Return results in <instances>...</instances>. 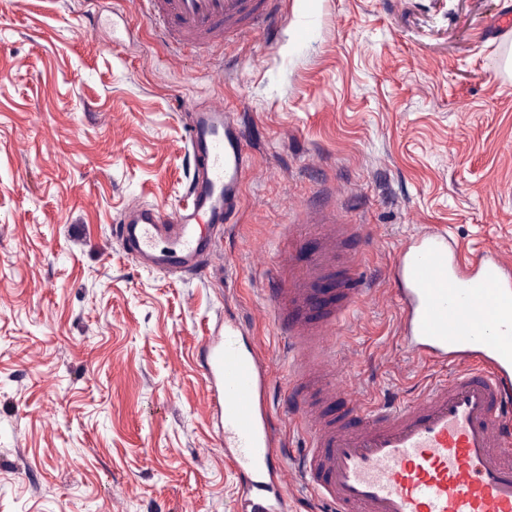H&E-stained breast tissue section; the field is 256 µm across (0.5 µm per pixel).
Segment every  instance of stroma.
I'll return each mask as SVG.
<instances>
[{"label": "stroma", "instance_id": "stroma-1", "mask_svg": "<svg viewBox=\"0 0 512 512\" xmlns=\"http://www.w3.org/2000/svg\"><path fill=\"white\" fill-rule=\"evenodd\" d=\"M512 0H286L277 38L168 57L133 0H0V512H240L205 407V337L225 316L272 362L273 249L331 205L366 225L377 300L332 348L367 401L455 365L400 357L396 250L421 225L512 262ZM244 116L252 172L222 260L140 265L127 209L185 204L191 108Z\"/></svg>", "mask_w": 512, "mask_h": 512}]
</instances>
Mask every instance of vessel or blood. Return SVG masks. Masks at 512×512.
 I'll return each instance as SVG.
<instances>
[{
    "instance_id": "1",
    "label": "vessel or blood",
    "mask_w": 512,
    "mask_h": 512,
    "mask_svg": "<svg viewBox=\"0 0 512 512\" xmlns=\"http://www.w3.org/2000/svg\"><path fill=\"white\" fill-rule=\"evenodd\" d=\"M169 47L209 48L275 33L280 0H135ZM194 176L188 204L137 209L113 233L141 264L161 272L205 271L217 230L235 223L251 168L242 127L223 109L197 110L188 130ZM320 248L298 263L296 239L280 240L266 290L293 365L284 410L307 440L298 467L285 461L269 395L272 366L243 344L245 326L224 321L202 346L208 409L236 464L252 512H281L283 492L309 486L331 512H512V263L495 251L462 256L450 238L424 228L389 270L403 310L402 353L455 364L406 403H369L338 390L330 337L374 286L362 275L364 226L308 211ZM342 266L336 300L323 280ZM338 405L326 417L323 405Z\"/></svg>"
}]
</instances>
